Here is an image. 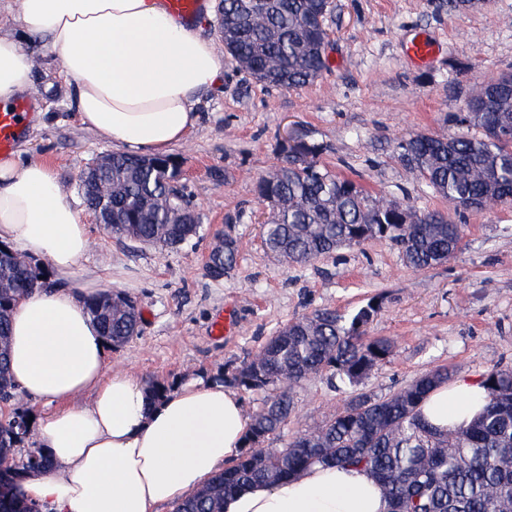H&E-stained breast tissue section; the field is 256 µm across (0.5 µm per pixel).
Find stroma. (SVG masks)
Here are the masks:
<instances>
[{"mask_svg":"<svg viewBox=\"0 0 512 512\" xmlns=\"http://www.w3.org/2000/svg\"><path fill=\"white\" fill-rule=\"evenodd\" d=\"M336 3L328 69L313 84L270 89L226 63L222 86L199 107L197 128L171 151L201 237L164 250L118 240L95 223L78 178L112 145L71 110L59 57L43 40H25L35 79L15 148L50 163L81 210L91 246L80 270L104 275L106 289L130 295L142 311L140 335L112 353L113 367L173 386L220 378L289 321L323 307L346 313L372 299L380 310L371 334L396 341L391 361L363 386L374 396L439 366L458 378L512 366V206L466 213L461 251L424 271L408 267L385 239L306 266L281 262L262 242L256 181L279 162L291 136L321 144L322 166L368 190L449 212L399 163L395 145L416 133L453 132L451 117L472 85L512 73V0H481L461 11L436 9L435 0ZM418 36L438 47L425 64L406 52ZM219 233L238 237L240 252L235 267L215 280L205 256ZM349 397L326 377L306 380L295 391L285 435L316 426Z\"/></svg>","mask_w":512,"mask_h":512,"instance_id":"35a3bbf8","label":"stroma"}]
</instances>
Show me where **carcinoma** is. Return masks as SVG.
I'll return each instance as SVG.
<instances>
[{
    "label": "carcinoma",
    "instance_id": "1",
    "mask_svg": "<svg viewBox=\"0 0 512 512\" xmlns=\"http://www.w3.org/2000/svg\"><path fill=\"white\" fill-rule=\"evenodd\" d=\"M334 0H219L217 16L224 49L255 81L281 90L304 87L328 67V19ZM446 135L416 134L397 143V159L426 190L457 213L512 204V75L476 84ZM323 146L300 139L257 182L269 208L263 243L290 264L308 265L342 248L384 238L416 270L445 263L462 247L464 225L436 211H421L372 194L352 179L319 164ZM180 161L173 156L140 160L114 154L112 168L80 184L87 203L112 213V234L160 249L199 237L198 224H172L175 209L191 211L177 186ZM238 239L206 266L213 279L237 262ZM43 268L14 259L0 246V398L18 385L9 370L10 318L20 296L46 283ZM97 296L87 303L102 335L117 349L138 335L141 312L127 294ZM379 305L348 313L317 309L280 327L250 359L224 376V383L264 392L260 407L247 412L249 430L234 461L173 512H224V499L238 490L290 481L312 466L366 470L383 488L387 512H512V366L495 365L481 376L482 413L467 425L439 429L421 405L453 373L429 370L384 397L359 390L378 366L391 360L394 339L369 335ZM324 375L353 389L331 418L288 437L280 448L262 447L281 437L294 411L296 388ZM28 415L0 419V472L19 477L28 455L18 454L29 433ZM0 500V512H30L21 485Z\"/></svg>",
    "mask_w": 512,
    "mask_h": 512
}]
</instances>
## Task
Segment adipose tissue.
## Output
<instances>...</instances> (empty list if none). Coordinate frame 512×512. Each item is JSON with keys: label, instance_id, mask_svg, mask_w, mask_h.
Returning a JSON list of instances; mask_svg holds the SVG:
<instances>
[{"label": "adipose tissue", "instance_id": "adipose-tissue-1", "mask_svg": "<svg viewBox=\"0 0 512 512\" xmlns=\"http://www.w3.org/2000/svg\"><path fill=\"white\" fill-rule=\"evenodd\" d=\"M210 13L191 21L164 0H19L0 29V104L29 93L23 42L45 38L61 60L71 109L100 138L133 155L160 156L199 122L197 106L219 86L224 58L206 34ZM0 244L45 260L55 280L25 296L10 320V370L20 389L51 405L32 438L52 460L23 482L42 512H159L223 472L249 420L222 383H185L162 399L123 369H109L108 344L86 302L100 277L77 275L90 239L53 169L19 154L0 158ZM79 287H72V280ZM91 399L74 405L76 396ZM477 380L433 391L422 413L454 428L482 406ZM379 485L360 469L314 466L278 485L255 484L224 500V512H385Z\"/></svg>", "mask_w": 512, "mask_h": 512}]
</instances>
